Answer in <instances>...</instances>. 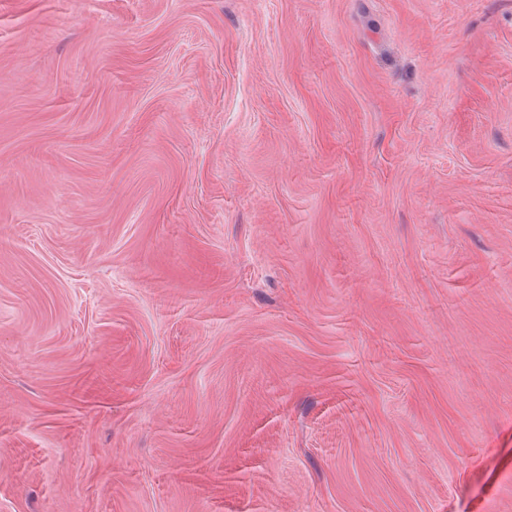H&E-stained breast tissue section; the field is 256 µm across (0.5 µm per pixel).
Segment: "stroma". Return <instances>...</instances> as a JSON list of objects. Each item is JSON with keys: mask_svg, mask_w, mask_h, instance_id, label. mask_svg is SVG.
Instances as JSON below:
<instances>
[{"mask_svg": "<svg viewBox=\"0 0 512 512\" xmlns=\"http://www.w3.org/2000/svg\"><path fill=\"white\" fill-rule=\"evenodd\" d=\"M0 512H512V0H0Z\"/></svg>", "mask_w": 512, "mask_h": 512, "instance_id": "35a3bbf8", "label": "stroma"}]
</instances>
